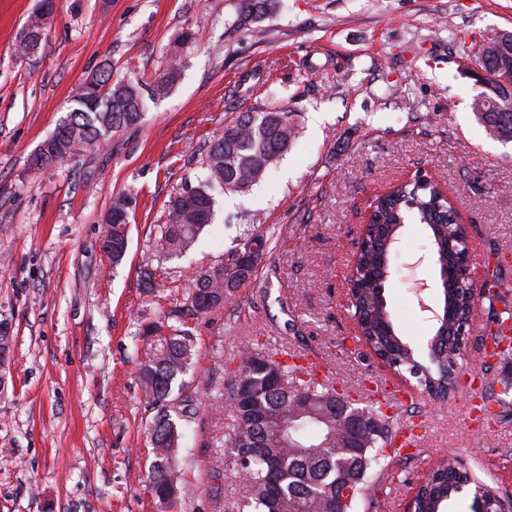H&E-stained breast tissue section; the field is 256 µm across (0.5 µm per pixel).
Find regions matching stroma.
<instances>
[{
  "instance_id": "obj_1",
  "label": "stroma",
  "mask_w": 512,
  "mask_h": 512,
  "mask_svg": "<svg viewBox=\"0 0 512 512\" xmlns=\"http://www.w3.org/2000/svg\"><path fill=\"white\" fill-rule=\"evenodd\" d=\"M41 0H0V321L13 336L0 396V512H161L148 489L155 414L138 368L160 348L142 322L169 315L192 273L223 263L254 227L272 248L224 307L187 318L191 397L174 512H235L243 489L225 442L221 392L246 340L287 348L361 403L370 384L405 394L397 414L418 450L387 456L358 512H407L422 477L456 456L512 507V411L470 425L468 388L431 401L359 336L347 280L375 194L423 172L447 189L468 232L475 287L512 283V143L490 138L461 63L473 43L512 32V0H277L261 33L236 25L239 0H55L39 54H15ZM179 80L140 122L51 169L30 158L100 71L151 85L183 31ZM285 108L297 137L246 194L219 193L211 225L181 258H156L171 195L201 172L208 144L244 112ZM133 198L127 252L100 239L114 196ZM385 286L401 335L425 348L437 274L419 225ZM161 292L148 293L144 269ZM427 281L416 295L413 279Z\"/></svg>"
}]
</instances>
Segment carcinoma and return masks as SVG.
<instances>
[{
	"label": "carcinoma",
	"mask_w": 512,
	"mask_h": 512,
	"mask_svg": "<svg viewBox=\"0 0 512 512\" xmlns=\"http://www.w3.org/2000/svg\"><path fill=\"white\" fill-rule=\"evenodd\" d=\"M275 9V0H239L237 27L251 31ZM192 38L188 31L174 41L171 62L155 81L151 96L166 95L177 81L181 67L180 49ZM497 41H484L474 62L491 64L488 87L473 101V112L486 133L499 141H512V97L499 93L495 86L497 60L491 58ZM145 107L141 85L134 81H112L103 71L81 84L72 97L67 124L55 155L35 154L31 164L47 169L55 162L83 149L109 140L112 134L136 125ZM295 139V126L284 110L247 112L228 124L209 146L202 162L197 184L184 183L168 204L167 221L159 225L156 252L165 258L187 253L213 218L214 193L227 191L246 194L258 185L267 172L288 151ZM127 194L113 198L110 220L104 228L102 243L107 255L122 261L128 244V225L123 223ZM374 226L367 229L356 260L358 277L354 286L353 307L367 345L381 360L416 380L419 389L430 398L445 401L459 389L454 365L460 358L455 350L457 336L466 325L473 306L481 301L494 310L493 326L512 322V301L499 289L477 291L464 279L461 264L452 261L463 250L455 237L463 233L456 223L455 211L443 191L431 181L402 184L376 197ZM407 224H422L431 248L432 259L441 272V282L428 363L415 359L409 344L403 341L394 323L384 295L385 283L394 273V256L402 229ZM269 248L263 233L251 234L243 244L256 260H262ZM232 258L212 269L195 272L184 305L173 311L175 322H151L143 327L144 336H162L165 345L148 357L139 368L141 386L156 409L152 421L153 461L149 489L162 506L178 499L182 478L176 471L184 433L182 418L171 413L173 383L184 374L193 359V339L184 328L182 317L199 318L224 307L246 279L238 276ZM489 356L503 360L512 357V343L501 348L505 337L489 331ZM297 355L287 350L266 352L259 340L245 342L238 368L224 394L236 422L227 447L244 457L239 463L246 480V492L237 503V512H356L368 495L374 477L392 443L398 426L389 413L392 406L376 402L355 406L361 412V431L357 445L350 451L338 442L340 426L336 386L321 381L313 368L296 362ZM270 410V420L262 428L255 414ZM288 427L290 439L283 442L281 425ZM486 498L491 512H502L494 501L496 491L477 484L473 474L453 456L442 460L425 478L416 495V512H444V506L459 490L469 485Z\"/></svg>",
	"instance_id": "1"
}]
</instances>
